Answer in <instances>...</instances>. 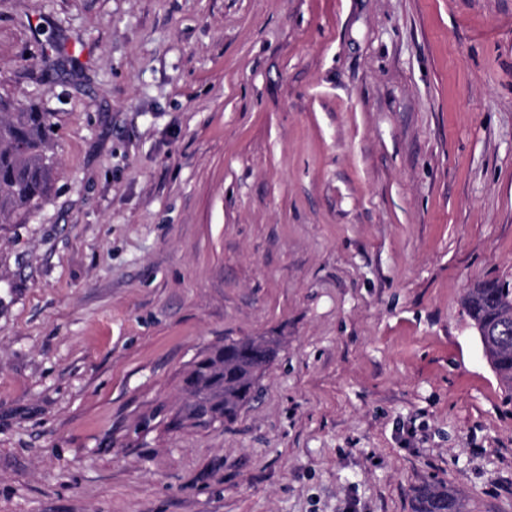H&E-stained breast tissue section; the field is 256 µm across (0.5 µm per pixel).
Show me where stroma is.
Here are the masks:
<instances>
[{"label":"stroma","instance_id":"obj_1","mask_svg":"<svg viewBox=\"0 0 512 512\" xmlns=\"http://www.w3.org/2000/svg\"><path fill=\"white\" fill-rule=\"evenodd\" d=\"M60 176L0 231V512H512L463 298L512 278V0H0ZM271 337L258 400L182 378ZM278 355L274 339H225L199 356L183 376L189 400L175 412L179 426L206 427L233 418L251 403L263 369ZM464 504L440 484H423L415 491L414 512H463Z\"/></svg>","mask_w":512,"mask_h":512}]
</instances>
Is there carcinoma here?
<instances>
[{"mask_svg":"<svg viewBox=\"0 0 512 512\" xmlns=\"http://www.w3.org/2000/svg\"><path fill=\"white\" fill-rule=\"evenodd\" d=\"M53 113L36 107L16 109L0 98V224L21 209L45 202L59 175L49 154L56 135ZM512 298V282H478L464 301L473 323L491 322L496 335L480 337L484 355L495 360V372L512 400V318L500 307ZM278 355L274 339H226L199 356L183 376L189 400L175 412L179 426L206 427L233 418L251 403L263 369ZM414 512H464V504L440 484H424L415 491Z\"/></svg>","mask_w":512,"mask_h":512,"instance_id":"carcinoma-1","label":"carcinoma"}]
</instances>
